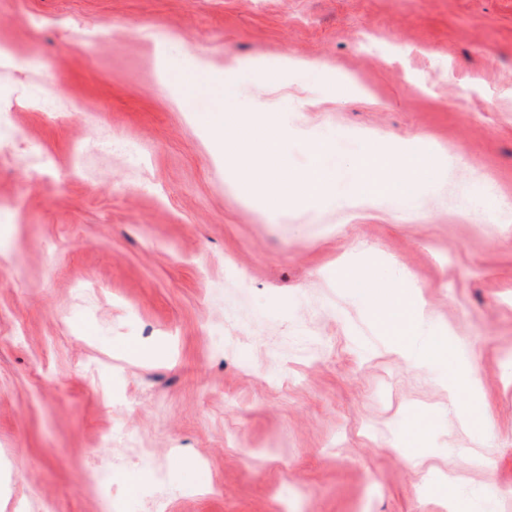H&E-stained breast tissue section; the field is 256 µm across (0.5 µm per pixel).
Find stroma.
I'll list each match as a JSON object with an SVG mask.
<instances>
[{"instance_id": "1", "label": "stroma", "mask_w": 512, "mask_h": 512, "mask_svg": "<svg viewBox=\"0 0 512 512\" xmlns=\"http://www.w3.org/2000/svg\"><path fill=\"white\" fill-rule=\"evenodd\" d=\"M0 48V512H512V0H0ZM199 59L288 177L373 136L426 180L269 213L177 102ZM391 289L486 432L390 352ZM462 388L468 391L470 397L468 406L461 412L462 422L468 427L486 430V421L479 398L480 388L474 374L457 377L448 382V399L452 400L456 397Z\"/></svg>"}]
</instances>
